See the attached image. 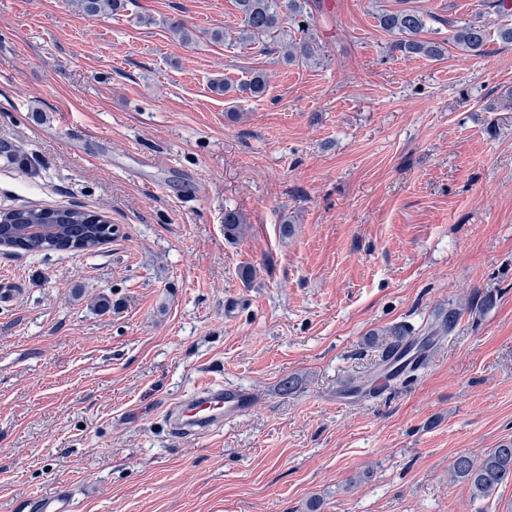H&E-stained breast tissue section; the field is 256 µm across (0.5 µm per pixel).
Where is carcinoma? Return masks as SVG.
<instances>
[{
	"label": "carcinoma",
	"mask_w": 512,
	"mask_h": 512,
	"mask_svg": "<svg viewBox=\"0 0 512 512\" xmlns=\"http://www.w3.org/2000/svg\"><path fill=\"white\" fill-rule=\"evenodd\" d=\"M241 14L243 29L239 39L251 42L264 36L274 38L288 18L301 15L303 6L300 0H234ZM78 11L90 18L114 14L123 8L124 0H74ZM379 26L384 31L397 36L393 49L407 56H420L438 59L443 55V46L435 41L425 40L422 34L426 29L425 14L417 9L407 8L390 11L383 9L376 14ZM452 40L457 49L467 56H482L487 53L488 34L485 26L469 23L454 31ZM313 46L306 40L292 41L285 46V59L298 62L312 56ZM268 86L267 76L255 72L249 80L237 86L219 82L214 89L230 93H248L253 97L263 95ZM104 215L93 214L79 208H25L0 211L1 224H55L62 227V238L84 243V249L95 247L92 226L106 224ZM243 218L235 211L224 213V235L237 238L244 232ZM462 313L450 308L426 327L432 342L451 335L461 319ZM384 335L392 341L381 356V363L394 364L395 359L404 354L414 341L403 325L388 328ZM450 470L455 478L466 483L473 498H485L494 493L499 485L512 480V442L506 441L476 459L467 453L454 458Z\"/></svg>",
	"instance_id": "1"
}]
</instances>
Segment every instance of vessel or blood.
<instances>
[{
  "label": "vessel or blood",
  "mask_w": 512,
  "mask_h": 512,
  "mask_svg": "<svg viewBox=\"0 0 512 512\" xmlns=\"http://www.w3.org/2000/svg\"><path fill=\"white\" fill-rule=\"evenodd\" d=\"M257 394L249 387L202 379L193 392L167 407L165 415L178 438H200L251 412ZM37 512H72L69 492L38 497Z\"/></svg>",
  "instance_id": "obj_1"
}]
</instances>
